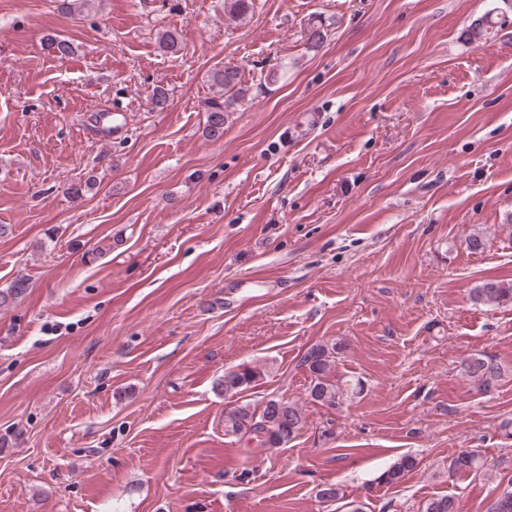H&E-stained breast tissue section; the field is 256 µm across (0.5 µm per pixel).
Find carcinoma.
<instances>
[{
	"instance_id": "obj_1",
	"label": "carcinoma",
	"mask_w": 512,
	"mask_h": 512,
	"mask_svg": "<svg viewBox=\"0 0 512 512\" xmlns=\"http://www.w3.org/2000/svg\"><path fill=\"white\" fill-rule=\"evenodd\" d=\"M253 9V0H224V10L234 18L243 19ZM497 21L491 13L484 14L469 26L468 36L474 42L489 40L496 31ZM326 33L321 21L308 22L307 46L316 50L322 46ZM212 85L219 88L218 95L205 103V135L214 140L224 136V124L234 107L245 99L242 72L235 66L214 68L208 74ZM471 299L479 304L500 305L512 303V285L490 280L473 289ZM336 347L315 345L301 360L308 368L311 382L308 387L310 400L328 409H336L363 391L361 382L348 383L333 380L332 368L336 363ZM460 374L479 392L488 393L507 375V370L492 355L473 353L460 362ZM263 376L262 368L241 364L224 374L221 382L226 395H238L255 386ZM305 424L302 408L284 399H269L256 409L244 403L224 412V434L245 437L260 435V443L266 448L282 447L299 434ZM417 466L415 458L405 456L383 471L377 480L381 484H395ZM484 466L482 457L474 450L462 451L450 462L448 472L470 474ZM422 512H457L456 499L444 495L428 500ZM487 512H512V484L488 507Z\"/></svg>"
}]
</instances>
